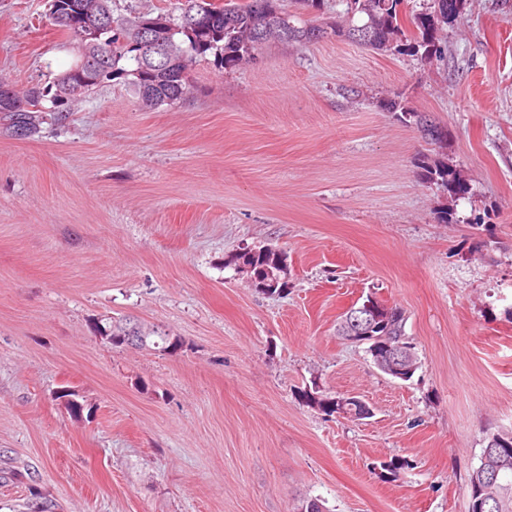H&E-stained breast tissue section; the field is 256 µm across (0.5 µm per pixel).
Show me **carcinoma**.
<instances>
[{"mask_svg":"<svg viewBox=\"0 0 512 512\" xmlns=\"http://www.w3.org/2000/svg\"><path fill=\"white\" fill-rule=\"evenodd\" d=\"M99 4V14L112 20V0H52L49 3V25L66 34L76 48V53L99 57L104 66L103 80L130 78V84L144 108L155 109L183 99L190 89L188 72L193 63L209 55L226 69H233L263 44L270 41L309 45L336 37L383 53L409 52L424 63L441 61L446 56V44L438 38L440 27L454 21L460 14L463 0H431L430 9L419 12L410 6V0H350V16L343 23L331 26L308 24L281 7L280 0H229L216 10L210 9L208 0H187L193 13H199L207 29L190 37L184 33L188 26L185 14L168 16L174 38L183 42L186 50L168 55L154 54L145 60L140 46V33L134 25L112 26V40L101 47V40L91 36L82 25L80 8ZM364 17L362 23L354 22V15ZM70 71H65L47 86L36 85L18 102L17 110L0 109V125L6 130H22L21 136L38 133L41 113L54 112L64 118L71 99L56 98V91L63 88ZM379 108L399 117V121L416 126L422 136L434 145L444 146L448 135L433 137L426 126V116L415 111L399 99L380 103ZM421 176L447 191L450 199H463L469 185L461 172L444 160L422 161ZM235 264L253 267L257 281L255 288L264 294L281 292L287 285L288 272H281L272 265L263 249H250L232 258ZM406 316L402 308L392 307L388 325L375 331L389 341L406 337ZM130 324L112 328L97 327L102 339L114 347L129 345ZM144 340L135 344L139 349L153 347L175 351L181 340L156 331L141 332ZM301 397L323 413L336 412L334 397L315 390H306ZM470 508L475 512H512V432L493 434L482 449L480 464L469 478Z\"/></svg>","mask_w":512,"mask_h":512,"instance_id":"carcinoma-1","label":"carcinoma"}]
</instances>
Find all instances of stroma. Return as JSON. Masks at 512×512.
I'll return each instance as SVG.
<instances>
[{"instance_id": "1", "label": "stroma", "mask_w": 512, "mask_h": 512, "mask_svg": "<svg viewBox=\"0 0 512 512\" xmlns=\"http://www.w3.org/2000/svg\"><path fill=\"white\" fill-rule=\"evenodd\" d=\"M46 9L0 0V83L73 63ZM440 36L431 66L270 43L198 61L152 110L115 79L33 137L0 128V468L22 473L0 512L36 492L57 512H468L488 436L512 431V0H463ZM394 97L447 126L465 199L420 179L434 150L379 109ZM266 245L275 295L230 262ZM369 295L406 312L411 381L336 334ZM125 320L182 346L100 338ZM314 388L372 415H325Z\"/></svg>"}]
</instances>
